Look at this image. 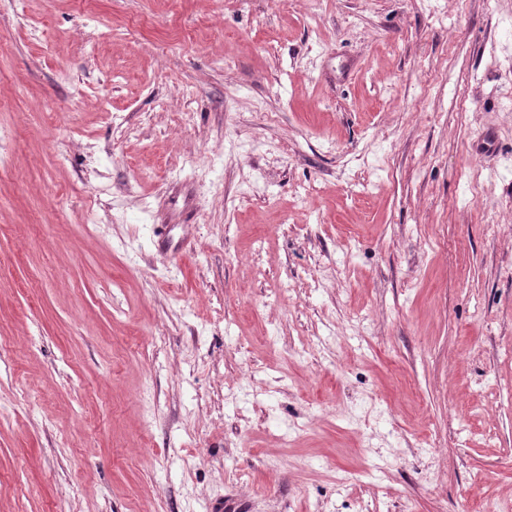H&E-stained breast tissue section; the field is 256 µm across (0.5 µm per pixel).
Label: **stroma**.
Wrapping results in <instances>:
<instances>
[{"mask_svg":"<svg viewBox=\"0 0 512 512\" xmlns=\"http://www.w3.org/2000/svg\"><path fill=\"white\" fill-rule=\"evenodd\" d=\"M512 502V0H0V512Z\"/></svg>","mask_w":512,"mask_h":512,"instance_id":"stroma-1","label":"stroma"}]
</instances>
